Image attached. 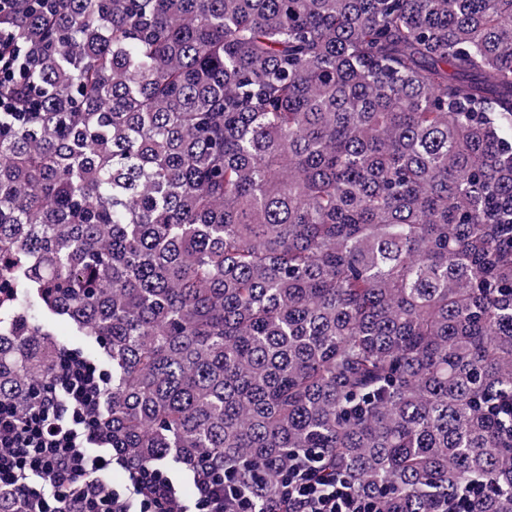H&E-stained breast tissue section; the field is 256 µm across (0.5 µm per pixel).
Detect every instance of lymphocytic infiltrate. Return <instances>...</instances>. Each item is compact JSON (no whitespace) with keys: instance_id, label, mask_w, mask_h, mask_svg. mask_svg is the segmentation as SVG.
Masks as SVG:
<instances>
[{"instance_id":"lymphocytic-infiltrate-1","label":"lymphocytic infiltrate","mask_w":512,"mask_h":512,"mask_svg":"<svg viewBox=\"0 0 512 512\" xmlns=\"http://www.w3.org/2000/svg\"><path fill=\"white\" fill-rule=\"evenodd\" d=\"M23 53L12 27L0 24V112L24 105L8 89L22 70ZM108 383L104 370L74 349L60 357L53 382L24 411L0 405V490L13 494V512H255L232 473L196 476L193 503H183L160 468H134L122 457L89 454L102 434L95 423ZM127 470L116 489L104 476ZM265 512H381L346 478L319 472L312 456L295 457L280 495Z\"/></svg>"}]
</instances>
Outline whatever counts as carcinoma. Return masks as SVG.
I'll return each mask as SVG.
<instances>
[{"label": "carcinoma", "mask_w": 512, "mask_h": 512, "mask_svg": "<svg viewBox=\"0 0 512 512\" xmlns=\"http://www.w3.org/2000/svg\"><path fill=\"white\" fill-rule=\"evenodd\" d=\"M0 112V404L69 324L145 467L512 512V0H57ZM486 489L482 484L467 485L460 494H454L445 498L440 506L439 512H467V504L472 498L481 495Z\"/></svg>", "instance_id": "cac0c4a2"}]
</instances>
